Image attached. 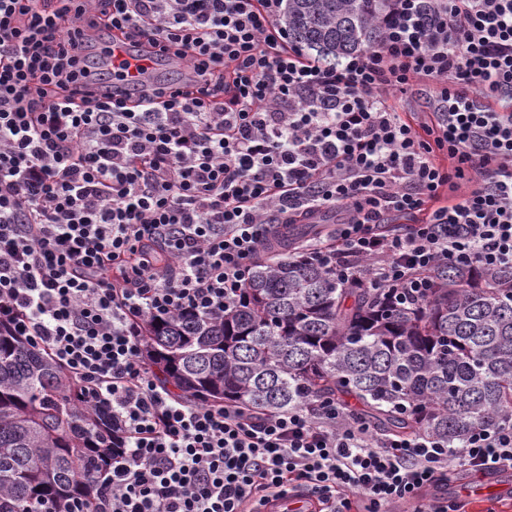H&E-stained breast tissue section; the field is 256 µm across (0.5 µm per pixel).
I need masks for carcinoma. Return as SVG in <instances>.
Here are the masks:
<instances>
[{
	"mask_svg": "<svg viewBox=\"0 0 512 512\" xmlns=\"http://www.w3.org/2000/svg\"><path fill=\"white\" fill-rule=\"evenodd\" d=\"M383 0H285L294 45L335 60L379 40ZM421 303L342 283L288 255L261 261L224 319L150 320L162 379L205 403L277 413L333 398L382 434L460 445L512 420V269L440 265ZM112 414L0 322V512L91 500L116 452Z\"/></svg>",
	"mask_w": 512,
	"mask_h": 512,
	"instance_id": "cac0c4a2",
	"label": "carcinoma"
}]
</instances>
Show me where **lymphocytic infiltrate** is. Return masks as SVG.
Instances as JSON below:
<instances>
[{
  "mask_svg": "<svg viewBox=\"0 0 512 512\" xmlns=\"http://www.w3.org/2000/svg\"><path fill=\"white\" fill-rule=\"evenodd\" d=\"M282 4L0 0V321L120 432L94 499L55 512H259L285 494L466 512L423 499L450 460L512 471V423L455 447L378 436L329 398L198 402L146 356L149 318H222L288 226L329 209L298 259L397 301L425 299L439 265L512 268V0H386L376 45L333 62L289 43ZM104 34L190 71L103 100L70 46ZM417 86L426 118L403 120L390 100Z\"/></svg>",
  "mask_w": 512,
  "mask_h": 512,
  "instance_id": "f902f5d3",
  "label": "lymphocytic infiltrate"
}]
</instances>
